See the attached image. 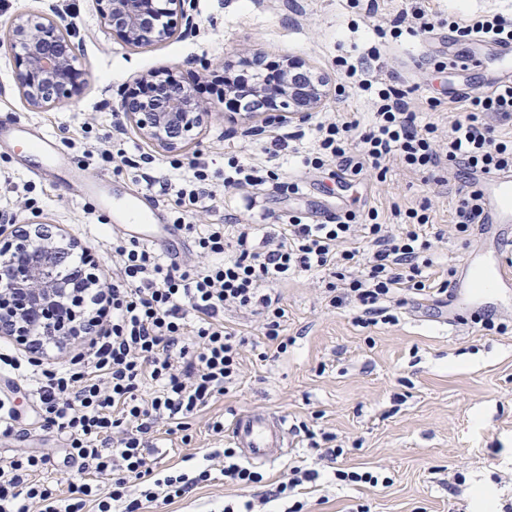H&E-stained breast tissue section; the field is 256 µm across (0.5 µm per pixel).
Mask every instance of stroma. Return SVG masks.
<instances>
[{"instance_id": "stroma-1", "label": "stroma", "mask_w": 512, "mask_h": 512, "mask_svg": "<svg viewBox=\"0 0 512 512\" xmlns=\"http://www.w3.org/2000/svg\"><path fill=\"white\" fill-rule=\"evenodd\" d=\"M98 0H0V38L16 18H51L66 27L76 45V66L87 75L81 91L52 106L36 108L22 97L18 65L0 41V119L20 118L50 132L77 176H107L122 196L145 192L138 169L113 168L103 151L141 152L159 161L156 175H171L190 158L205 163L216 194L213 208L194 212L193 224H220L225 215L243 223L262 222L264 214L301 213L306 222L344 210L389 214L430 203L431 218L444 237L433 246V270L459 268L463 258L483 243L457 235L448 222L455 199L401 166L386 178L368 171L336 182L330 171L306 172L317 123L327 113H349L368 119L370 93L353 87L340 60L379 51L381 76L405 92L423 121L447 130L451 112L435 110L432 100L448 101L456 83L488 89L500 76V63L488 54L482 68L468 73L448 71L449 51L464 49L448 29L449 17L470 18L499 12L512 15V0H426L431 35L403 32L396 41L379 38L403 8L402 0H194L197 28L151 47L132 46L99 21ZM261 53L269 60L294 58L328 81L320 111L303 123L265 124L228 112L224 64ZM163 70L191 87L207 103L208 113L186 147L169 152L145 140L126 125L120 141L112 139L113 112L136 75ZM279 132L296 133L280 151V179L295 181L298 193L280 194L270 187L258 193V205L246 211L239 198L224 193V167L236 155L264 163L266 148ZM29 145L0 149V213L12 221L0 226V247L16 227L39 224L56 238L85 254L86 269L99 280H111L112 216L84 197L66 190L51 169L32 171ZM286 310L288 348L268 361L244 350L241 379L190 420L189 442L159 435L153 455L157 470L196 476L199 465L211 469L210 481L193 486L171 502L144 503L141 512H222L240 497L262 495L266 485L287 478L294 466L317 464L300 425L328 432L345 448L339 468L373 471L378 487L348 484L324 472L316 483L298 488L295 498L304 512H476L475 497L491 500L494 512L512 506V302L496 311L505 331H489L470 320L449 327L429 317H416L413 306L396 312V321L362 326L354 307H330L321 276L304 273L276 284ZM0 391L14 397L17 438L0 437V456L42 451L52 456L53 479L62 486L83 481V473L65 460V450L52 431L42 428L29 391L0 377ZM241 410L270 412L285 418L288 452L263 467L264 483L246 490L226 483L219 453L231 442L215 433L213 421L230 422Z\"/></svg>"}]
</instances>
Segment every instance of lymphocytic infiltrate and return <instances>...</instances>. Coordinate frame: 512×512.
<instances>
[{
  "mask_svg": "<svg viewBox=\"0 0 512 512\" xmlns=\"http://www.w3.org/2000/svg\"><path fill=\"white\" fill-rule=\"evenodd\" d=\"M457 39L486 38L512 43V19L501 14L450 21ZM347 65V77L373 94L375 111L368 124L340 115L319 121L316 146L307 163L312 169L333 167L357 175L371 169L386 175L390 162L428 175L436 184L447 181L449 167L468 174L512 172V83L490 91L456 96L457 113L447 142L438 127L421 122L404 93L379 78L374 63ZM192 177L174 182L146 177L147 189L166 197L183 214L214 200L204 166L188 164ZM271 185L274 191L298 193L299 186L255 164L228 160L224 187L246 192ZM393 223L383 224L378 212L359 219L345 211L326 224H309L297 215L256 233L250 224H211L205 230L186 225L196 253L216 256V263L195 266L165 264L136 241L112 240L117 272L111 284L86 289L83 308L96 318L85 351L66 367H36L34 360L0 356V372L35 380V401L44 428L62 440L69 461L88 480L61 494L48 478L50 457L22 453L0 463V512H84L95 500L98 512H139L143 502L173 501L197 482L183 473L160 475L150 463L154 429L167 435L187 431L191 418L216 396L226 394L239 375L246 339L227 327L224 312L233 309L263 319L267 360L269 348L283 351L286 314L272 283L301 272L324 271L331 280L329 303L354 305L365 325L376 324L383 304L402 307L429 297L448 303L447 281H436L433 240L427 206L392 205ZM484 214L476 185L458 189L452 213L456 233L472 236ZM112 478L110 487L98 478ZM141 487L132 497L131 487Z\"/></svg>",
  "mask_w": 512,
  "mask_h": 512,
  "instance_id": "lymphocytic-infiltrate-1",
  "label": "lymphocytic infiltrate"
}]
</instances>
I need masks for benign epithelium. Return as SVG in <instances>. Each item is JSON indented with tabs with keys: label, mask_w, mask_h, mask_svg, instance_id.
<instances>
[{
	"label": "benign epithelium",
	"mask_w": 512,
	"mask_h": 512,
	"mask_svg": "<svg viewBox=\"0 0 512 512\" xmlns=\"http://www.w3.org/2000/svg\"><path fill=\"white\" fill-rule=\"evenodd\" d=\"M104 26L120 32L136 47L164 42L174 35L175 20L187 29L195 25L192 0H101ZM19 63V90L26 101L41 107L76 94L81 81L73 65L74 45L69 34L53 20L19 18L8 33ZM288 77L280 84H266L261 98L267 111L263 122L307 119L326 98V83L301 63L288 60ZM140 85L159 86L158 98L137 103L121 102L122 111L143 137L173 151L183 147L198 128L207 110L183 85L170 86L154 71L135 79ZM49 231L40 225L20 227L13 240L0 250V335L26 344L38 333L75 336L93 320L76 307L73 299L94 277L63 278L57 269L60 253L49 243Z\"/></svg>",
	"instance_id": "benign-epithelium-1"
}]
</instances>
